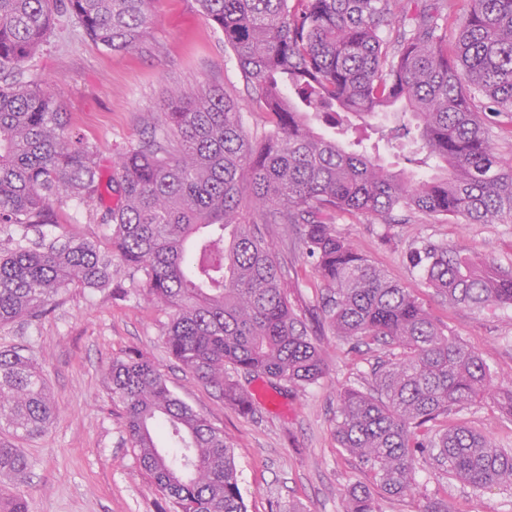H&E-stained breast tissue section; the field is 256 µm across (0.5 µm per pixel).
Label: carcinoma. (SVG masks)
<instances>
[{
    "label": "carcinoma",
    "mask_w": 512,
    "mask_h": 512,
    "mask_svg": "<svg viewBox=\"0 0 512 512\" xmlns=\"http://www.w3.org/2000/svg\"><path fill=\"white\" fill-rule=\"evenodd\" d=\"M153 2L0 0V328L38 319L61 288L112 289L118 261L171 313L165 343L182 369L251 411L242 376L286 391L326 374L261 229L291 224L324 286V324L353 349L386 351L372 390L339 392L341 447L392 495L410 490L419 448L477 491L512 486V448L448 421L483 397L512 416V387L494 388L482 356L335 228L345 214L384 224L412 213L474 224L512 216V167L476 104L512 116V0H468L452 47L448 0L416 4L393 43L383 32L402 0H198L268 121L251 136L224 88L172 91L161 124L126 148L107 184L122 198L102 218L107 243L47 235L54 204L91 199L102 182L95 146L70 134L68 113L25 79L26 63L61 12L94 44L133 50ZM382 149L409 166L392 169ZM409 260L452 305L512 308V269L429 237ZM108 384L160 512H247L224 431L177 398L150 357L112 361ZM55 412L36 358L1 348L0 478L29 479L18 444L44 434ZM0 512H27L1 483ZM344 512H375L370 490L353 487Z\"/></svg>",
    "instance_id": "carcinoma-1"
}]
</instances>
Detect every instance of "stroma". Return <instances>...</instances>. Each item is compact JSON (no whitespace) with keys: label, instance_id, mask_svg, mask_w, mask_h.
<instances>
[{"label":"stroma","instance_id":"stroma-1","mask_svg":"<svg viewBox=\"0 0 512 512\" xmlns=\"http://www.w3.org/2000/svg\"><path fill=\"white\" fill-rule=\"evenodd\" d=\"M27 77L66 108L70 127L93 143L103 178H110L129 145L147 138L169 93L222 86L238 106L245 128L256 131L267 116L258 112L223 33L201 15L197 0H154L151 23L139 48L113 52L94 45L69 15H61L44 50L27 65ZM119 198L70 201L55 206L57 223L70 233L104 238L100 222ZM337 233L391 280L410 289L448 332L478 352L497 381L512 380V308L451 307L426 288L407 260L418 238L465 249L475 260L512 266V220L472 224L421 213L397 224L365 216H340ZM289 274V299L305 320L328 368L327 376L303 390L256 399L241 414L220 394L193 380L168 353V316L137 293L128 271L113 266L124 294L63 288L39 319L0 329V346H23L36 354L56 405L48 431L25 441L33 462L28 484L19 488L28 512H157L151 476L141 469L126 440L124 406L106 380L112 359L132 350L147 354L169 389L222 429L229 441L247 512H343L348 490L370 488L376 512H427L442 502L448 512H512V489L474 490L451 475H436L420 456L412 489L391 495L336 440L340 389H367L373 353L353 350L323 328L318 309L322 283L302 252L295 227L267 235ZM459 420L512 448V417L488 400L472 404Z\"/></svg>","mask_w":512,"mask_h":512}]
</instances>
